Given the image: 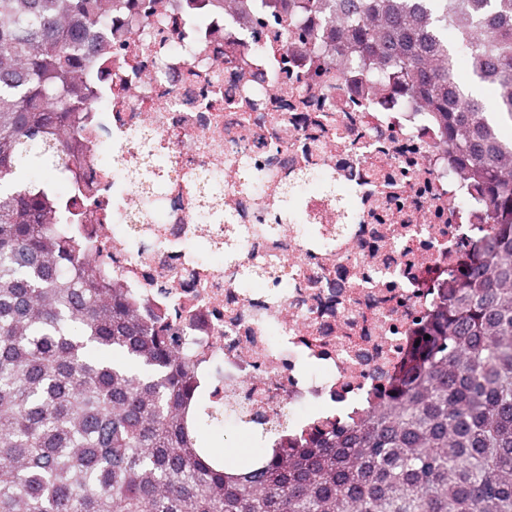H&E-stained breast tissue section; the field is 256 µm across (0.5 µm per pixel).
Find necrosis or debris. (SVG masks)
<instances>
[{
  "label": "necrosis or debris",
  "instance_id": "4bbe7bcc",
  "mask_svg": "<svg viewBox=\"0 0 512 512\" xmlns=\"http://www.w3.org/2000/svg\"><path fill=\"white\" fill-rule=\"evenodd\" d=\"M168 2L147 17L122 0L94 28L110 57L81 63L86 120L60 154L87 216L62 230L169 324L210 407L274 443L296 409L345 427L379 402L488 211L428 112L312 54L319 18L283 0ZM305 171L330 181L279 209ZM269 262L279 285L251 287Z\"/></svg>",
  "mask_w": 512,
  "mask_h": 512
}]
</instances>
